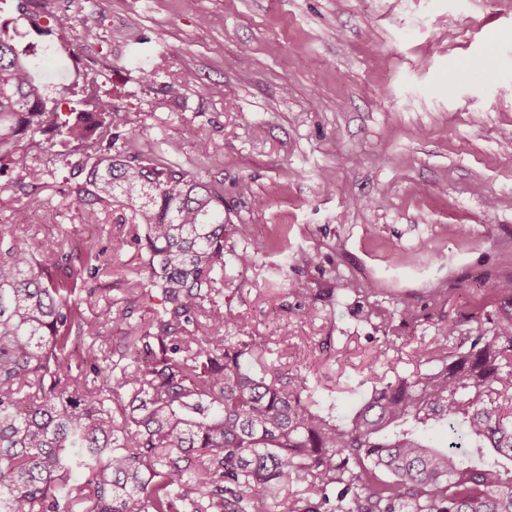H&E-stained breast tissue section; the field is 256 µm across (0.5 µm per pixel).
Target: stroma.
Instances as JSON below:
<instances>
[{
    "instance_id": "obj_1",
    "label": "stroma",
    "mask_w": 512,
    "mask_h": 512,
    "mask_svg": "<svg viewBox=\"0 0 512 512\" xmlns=\"http://www.w3.org/2000/svg\"><path fill=\"white\" fill-rule=\"evenodd\" d=\"M0 0L50 100H109L143 157L224 191L228 319L264 365L300 367L338 423L428 354L463 351L512 277V0ZM73 28H53L58 15ZM192 82H183L184 74ZM30 245L128 236L69 195L84 147L26 143ZM145 254L109 255L82 310L120 338L148 319ZM414 313L402 321L401 309ZM386 349L388 365L376 364Z\"/></svg>"
}]
</instances>
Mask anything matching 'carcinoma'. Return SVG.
Wrapping results in <instances>:
<instances>
[{
  "label": "carcinoma",
  "instance_id": "obj_1",
  "mask_svg": "<svg viewBox=\"0 0 512 512\" xmlns=\"http://www.w3.org/2000/svg\"><path fill=\"white\" fill-rule=\"evenodd\" d=\"M0 25V192H27L23 143L94 148L71 188L123 198L138 223L112 248L23 245L42 205L0 224V512H512V279L497 327L469 350L372 390L345 424L315 411L299 374L244 365L224 304V193L138 154L112 153L122 111L48 107L33 49ZM147 256L149 319L112 344L81 311L107 251ZM100 350L79 362L76 346ZM457 424L447 446L426 430Z\"/></svg>",
  "mask_w": 512,
  "mask_h": 512
}]
</instances>
